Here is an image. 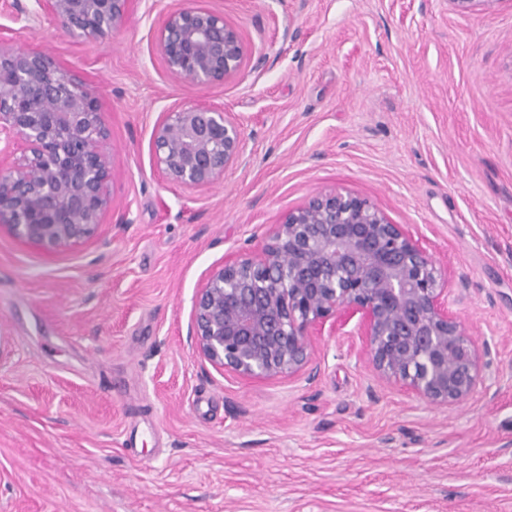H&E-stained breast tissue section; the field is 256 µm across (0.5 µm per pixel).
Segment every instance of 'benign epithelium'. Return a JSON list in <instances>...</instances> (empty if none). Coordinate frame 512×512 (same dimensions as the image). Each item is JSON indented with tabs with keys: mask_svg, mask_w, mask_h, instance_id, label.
Segmentation results:
<instances>
[{
	"mask_svg": "<svg viewBox=\"0 0 512 512\" xmlns=\"http://www.w3.org/2000/svg\"><path fill=\"white\" fill-rule=\"evenodd\" d=\"M36 15L96 42L112 39L130 0H35ZM155 46L169 73L224 85L243 66L238 31L191 3L167 11ZM22 159L0 164V224L46 251L97 234L111 206L107 132L96 97L52 53L0 39V155L14 141ZM155 164L186 188L209 187L243 161L242 124L204 105L162 113ZM442 270L402 224L368 200L320 194L272 225L260 253L213 270L198 290L188 330L192 351L245 378L313 375V342L357 319L379 375L435 406L466 402L483 377L479 344L452 309Z\"/></svg>",
	"mask_w": 512,
	"mask_h": 512,
	"instance_id": "benign-epithelium-1",
	"label": "benign epithelium"
}]
</instances>
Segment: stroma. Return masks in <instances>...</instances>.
<instances>
[{"label": "stroma", "mask_w": 512, "mask_h": 512, "mask_svg": "<svg viewBox=\"0 0 512 512\" xmlns=\"http://www.w3.org/2000/svg\"><path fill=\"white\" fill-rule=\"evenodd\" d=\"M197 2L246 49L222 86L173 77L155 49L186 0H131L104 43L0 0V37L53 52L96 96L112 167L80 245L0 227V512H512V0ZM195 104L238 116L247 161L187 190L152 134ZM334 191L405 225L490 342L463 404L382 380L353 323L318 337L310 381L237 377L190 349L211 271Z\"/></svg>", "instance_id": "1"}]
</instances>
